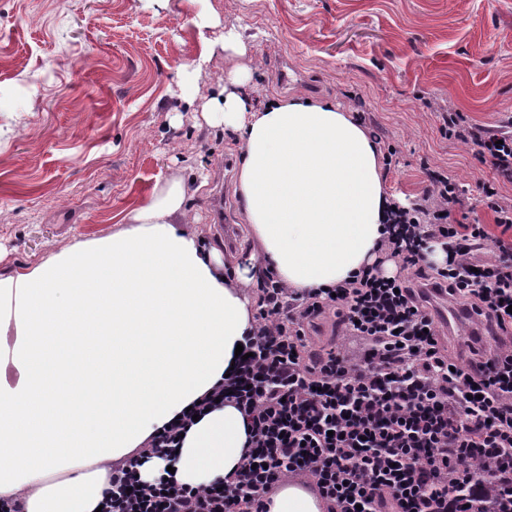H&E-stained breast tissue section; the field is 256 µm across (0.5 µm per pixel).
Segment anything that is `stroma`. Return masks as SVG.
<instances>
[{"mask_svg": "<svg viewBox=\"0 0 512 512\" xmlns=\"http://www.w3.org/2000/svg\"><path fill=\"white\" fill-rule=\"evenodd\" d=\"M218 14L247 43L255 103L296 95L363 113L397 154L387 193L420 195L432 171L463 192L457 220L493 224L489 164L443 130L453 108L512 114V0H0V276L111 237L158 182H201L197 231L224 256L253 240L234 191L241 143L203 110L237 60L216 50L193 102L181 70Z\"/></svg>", "mask_w": 512, "mask_h": 512, "instance_id": "1", "label": "stroma"}]
</instances>
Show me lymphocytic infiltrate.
<instances>
[{"label":"lymphocytic infiltrate","mask_w":512,"mask_h":512,"mask_svg":"<svg viewBox=\"0 0 512 512\" xmlns=\"http://www.w3.org/2000/svg\"><path fill=\"white\" fill-rule=\"evenodd\" d=\"M442 120L512 182V117L496 130L454 109ZM460 202L440 172L421 195L393 199L381 260L335 290L259 273L248 356L202 401L248 418L238 467L220 486L188 488L141 482L132 459L113 472L103 512H267L272 488L297 480L326 512H512V242L457 222ZM433 242L445 266L426 263ZM430 291L483 316L494 348L451 356ZM330 315L346 342L319 356L310 331Z\"/></svg>","instance_id":"1"}]
</instances>
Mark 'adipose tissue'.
<instances>
[{
    "label": "adipose tissue",
    "instance_id": "1",
    "mask_svg": "<svg viewBox=\"0 0 512 512\" xmlns=\"http://www.w3.org/2000/svg\"><path fill=\"white\" fill-rule=\"evenodd\" d=\"M238 57L219 100L241 141L236 191L262 266L293 288H333L377 257L389 204L383 159L332 102L254 105L235 28L185 65L187 88L215 49ZM188 185L173 178L128 211L112 238L73 245L0 277V499L25 512H96L112 466L222 384L251 331L258 274L191 230ZM248 424L234 404L191 425L174 459L138 469L205 487L237 468ZM269 512H325L309 485L284 482Z\"/></svg>",
    "mask_w": 512,
    "mask_h": 512
}]
</instances>
